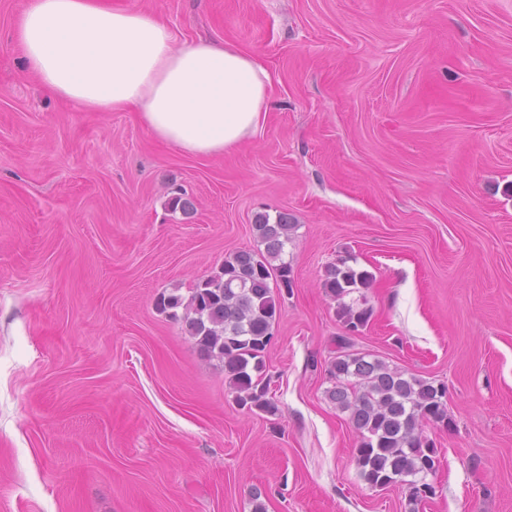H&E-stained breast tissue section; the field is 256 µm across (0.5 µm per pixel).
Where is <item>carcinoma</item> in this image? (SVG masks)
Segmentation results:
<instances>
[{
    "label": "carcinoma",
    "instance_id": "cac0c4a2",
    "mask_svg": "<svg viewBox=\"0 0 512 512\" xmlns=\"http://www.w3.org/2000/svg\"><path fill=\"white\" fill-rule=\"evenodd\" d=\"M253 229L262 251L240 250L224 259L219 271L196 283L187 304L175 295L161 298L162 310L185 306L186 332L198 351L223 363L224 375L239 405L276 414L269 397V380L263 376L264 356L271 345L279 314L275 292L290 284L292 268L284 261L285 249L295 229L292 215L282 212L275 222L265 213L254 216ZM340 259L325 271L323 286L340 299L355 288H368L373 274ZM340 317L350 332L368 324L371 309L343 304ZM347 336L336 340V355L327 366L331 387L328 399L347 414L358 434L356 463L372 487L402 482L409 488L410 512H419L427 496L434 495L427 477L434 474L437 448L422 434L424 422L446 429L447 387L429 379L407 375L385 361L350 351Z\"/></svg>",
    "mask_w": 512,
    "mask_h": 512
}]
</instances>
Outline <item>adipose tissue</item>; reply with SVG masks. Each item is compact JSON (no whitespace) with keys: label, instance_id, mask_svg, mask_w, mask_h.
Wrapping results in <instances>:
<instances>
[{"label":"adipose tissue","instance_id":"obj_1","mask_svg":"<svg viewBox=\"0 0 512 512\" xmlns=\"http://www.w3.org/2000/svg\"><path fill=\"white\" fill-rule=\"evenodd\" d=\"M17 39L53 96L94 112H137L157 140L219 156L255 134L269 76L255 57L213 42L178 43L151 12L105 0H25Z\"/></svg>","mask_w":512,"mask_h":512}]
</instances>
